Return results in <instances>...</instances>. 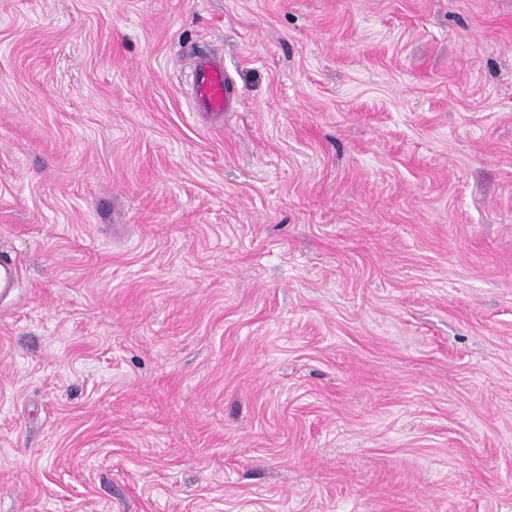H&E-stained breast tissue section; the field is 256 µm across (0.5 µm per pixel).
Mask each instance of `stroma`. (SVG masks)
<instances>
[{
  "mask_svg": "<svg viewBox=\"0 0 512 512\" xmlns=\"http://www.w3.org/2000/svg\"><path fill=\"white\" fill-rule=\"evenodd\" d=\"M0 251V512H512V0H0ZM192 97L206 112H227L232 105V85L224 75L220 60L206 55L194 56L191 61Z\"/></svg>",
  "mask_w": 512,
  "mask_h": 512,
  "instance_id": "35a3bbf8",
  "label": "stroma"
}]
</instances>
